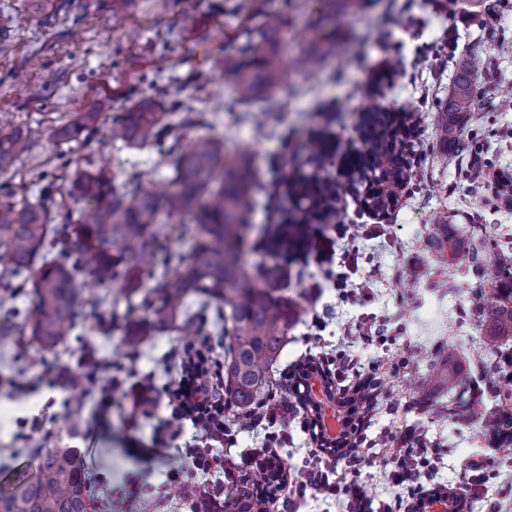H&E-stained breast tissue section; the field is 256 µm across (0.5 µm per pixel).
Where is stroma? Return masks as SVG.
Returning a JSON list of instances; mask_svg holds the SVG:
<instances>
[{
	"label": "stroma",
	"mask_w": 512,
	"mask_h": 512,
	"mask_svg": "<svg viewBox=\"0 0 512 512\" xmlns=\"http://www.w3.org/2000/svg\"><path fill=\"white\" fill-rule=\"evenodd\" d=\"M259 13L281 20L274 42L281 67L295 86L276 91L281 108L255 105L243 114L234 102L235 74L224 53L241 19L226 16L224 0H0V137L30 135V150L0 170V189L54 182L60 213L80 215L85 204L56 179L80 170L109 169L115 183L139 173L142 183L169 176L155 150L135 149L92 131L66 141L57 131L77 113L93 110L112 118L147 99L160 112H203L212 126L181 131L183 144L207 134L227 149H247L264 186L247 214L250 239L287 220L292 204L287 179L307 171L304 144L315 129L329 133L331 151L318 177L338 188L331 221L314 225L297 252L249 248L253 276L271 265L286 273L284 296L296 315L273 367L278 397L289 393L296 365L322 357L341 344L359 351L363 363H402L387 379L370 414L368 436L416 428L425 444L444 456L430 482L439 493L453 487L471 461H482L490 479L468 497L472 512H512V453L490 435L485 412L498 397L488 382L499 354L512 353V335L494 336L483 312L502 274L500 245L512 246V202L495 184L471 187L480 168L512 175V0H256ZM487 68L474 86L476 108L461 119L462 133L442 145L440 104L455 73L470 55ZM378 105L415 127L412 178L400 186L387 214L369 210L363 180L342 176L346 154L365 150L359 110ZM448 219L462 233L464 250L442 260L432 226ZM348 232L337 250L361 253L354 281L367 282L363 304L341 303L323 286L311 302L306 286L323 279L315 234ZM323 315L324 327L311 321ZM363 315L384 340L366 347L343 332ZM215 337H186L169 330L149 337L138 351L124 346L120 328L85 322L52 353L38 355L0 343V487L8 469L31 466L29 447L63 444L81 449L92 485L95 512H191L187 500L169 496L173 472L190 458L184 438L169 431L174 413L172 377L163 361L186 348L214 347ZM119 371L101 409L96 395H78L64 384L85 353ZM450 361L456 378L435 387L425 378L432 363ZM153 375L150 415L136 409L131 382Z\"/></svg>",
	"instance_id": "stroma-1"
}]
</instances>
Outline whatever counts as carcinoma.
Returning a JSON list of instances; mask_svg holds the SVG:
<instances>
[{
	"mask_svg": "<svg viewBox=\"0 0 512 512\" xmlns=\"http://www.w3.org/2000/svg\"><path fill=\"white\" fill-rule=\"evenodd\" d=\"M275 22L264 18L245 32L233 46L234 56L224 65L236 71L235 99L243 108L258 97L259 87L276 88L287 76L271 58H261V47ZM485 69L473 57L456 74L455 90L438 119L442 143L457 140L459 117L471 110L472 87ZM98 112H82L64 130L78 135L97 128ZM363 127L368 152L380 169L379 181L402 182L406 172L399 141L409 133L403 124L384 120L378 106L364 110ZM116 131L132 147L167 146L161 163L172 175L161 192L142 187L136 175L122 186L112 184L106 169L82 171L70 181L68 193L90 202L84 223L64 216L53 223L52 186L43 188L35 201L16 200L10 191L0 200V342L20 341L43 352L56 348L83 320L102 324L108 320L123 327L125 344L138 349L145 338L180 322L186 336L200 330L205 312L213 303L223 305L224 390L230 396L233 418L250 419L252 409L269 399L275 383L271 369L284 341L290 307L278 294L280 272L273 266L263 280L246 268L244 248L249 225L244 218L250 198L263 186L254 176V159L246 150L228 153L215 135L181 147L167 113L137 103L121 114ZM30 136L0 139V169L13 163L28 148ZM308 162L320 166L328 154L327 141L315 134L306 143ZM288 195L301 217L269 230L264 248L277 252L301 241L308 225L325 218L336 202V187L307 174L288 182ZM176 218L172 229L188 240L183 254L160 242L161 217ZM431 238L437 249L454 259L463 242L447 223L433 225ZM103 286L119 285L128 306L139 303L147 316L130 320L112 305L111 318L100 306L83 299L87 278ZM500 300L484 306L493 330H512V276L500 279ZM25 296L28 305L15 300ZM98 362L90 361L69 377L79 392L95 384ZM429 378L448 384L454 374L448 364L431 365ZM502 409L486 417L494 432L512 425V400L508 385L499 386ZM32 477L17 478L0 493V512H88L84 461L74 448H35Z\"/></svg>",
	"mask_w": 512,
	"mask_h": 512,
	"instance_id": "obj_1",
	"label": "carcinoma"
}]
</instances>
